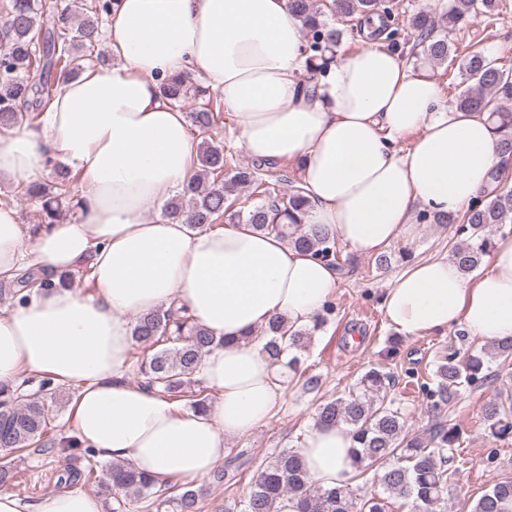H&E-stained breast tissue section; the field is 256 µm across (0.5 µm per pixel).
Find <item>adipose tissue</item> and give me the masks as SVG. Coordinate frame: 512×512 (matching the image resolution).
I'll return each mask as SVG.
<instances>
[{"mask_svg":"<svg viewBox=\"0 0 512 512\" xmlns=\"http://www.w3.org/2000/svg\"><path fill=\"white\" fill-rule=\"evenodd\" d=\"M308 72L303 25L288 0H119L106 28L117 66L62 82L38 123L0 134V178H39L55 157L89 183L72 219L23 225L0 207V278L38 266L48 287L0 309V386L22 375L75 387L68 435L104 461L188 483L224 460L228 439L263 424L286 391L252 334L277 317L312 324L339 283L335 267L248 224L193 228L149 205L186 190L196 144L184 112L157 80L196 73L219 93L258 162L293 161L310 206L303 223L329 228L357 253L414 236L417 214L464 211L502 157L488 113L443 104L437 83L381 39ZM416 139L406 153L396 141ZM89 263L96 291L59 286ZM185 307L221 346L200 374L217 394L195 410L130 381L133 317ZM383 312L407 338L459 324L489 343L512 340V235L497 237L488 269L465 279L448 257L410 263ZM345 427H313L299 453L332 488L354 473ZM0 512H104L78 488L28 509L0 492Z\"/></svg>","mask_w":512,"mask_h":512,"instance_id":"ef3b65f1","label":"adipose tissue"}]
</instances>
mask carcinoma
I'll return each instance as SVG.
<instances>
[{
  "label": "carcinoma",
  "mask_w": 512,
  "mask_h": 512,
  "mask_svg": "<svg viewBox=\"0 0 512 512\" xmlns=\"http://www.w3.org/2000/svg\"><path fill=\"white\" fill-rule=\"evenodd\" d=\"M115 0H72L61 7L55 0H7L0 18V125L11 127L38 120L53 98L59 81L78 74L85 64L100 62L93 56L104 36L102 19L109 16ZM497 0H448L435 12L412 15L409 26L417 33L410 48L414 57L432 63L448 59V34L460 23L481 14L492 13ZM292 13L305 26L315 71L333 59L332 53L343 30L328 22L335 15L371 17L384 21L387 46L404 50L396 20L395 0H290ZM466 84L456 107L463 112H489L497 124L501 155L512 157V71L498 65L483 51H471L460 67ZM40 72L42 81L32 83L27 76ZM161 96L172 106H184L193 99L187 118L201 136L196 148L195 187L189 195H179L165 205L169 215L183 216L188 224L203 228L220 224H250L254 229L286 239L301 252L338 266L336 239L319 224L302 223L310 204L302 188L293 185L283 193L288 181L278 163L243 167L224 146L210 137L224 111L219 96L201 85H192L191 73L158 80ZM51 180L24 184L20 195L40 204V223L53 224L59 208L74 198L81 178L59 163H50ZM421 222L457 225L461 243L453 260L464 274L475 270L492 247L490 231L498 224H512V189L485 193L456 216L421 212ZM50 282L36 267H28L12 280V298L22 303L34 287ZM310 327L286 335V323L274 321L265 327L259 340L262 351L275 364L290 355L286 366L299 374L298 353L306 350L312 336L323 329L333 311L329 304ZM132 341L140 354L135 356L139 382L193 409L208 406V388L198 377L203 356L215 344L207 329L195 323L184 308L174 305L139 316L132 330ZM488 381L483 357L468 355L460 361L448 353L437 365L433 382L418 384L419 392L432 411L442 412L463 386L476 390ZM393 384L381 369L367 371L348 393L318 407L315 424L344 426L352 433L351 450L356 470L377 466L379 482L386 492L405 500L414 512H447L445 489L451 478L449 464L459 441L457 427L445 420L436 422L428 436L411 434L395 400L389 397ZM54 393L51 382H43L39 393L27 394L17 388L8 393L0 387V448L24 453L37 446L57 445L44 441L51 425L49 402ZM483 418L491 436L512 434V412L498 402H488ZM83 458V469L75 476L95 484L112 497V512H205L209 488L172 482L160 483L120 461L102 464L92 450L83 448L74 458ZM295 501L297 512H389L385 499L375 495L355 497L348 487L325 489L315 484L304 467L299 452L282 450L253 477L251 491L241 512H281L282 504ZM512 479L495 481L480 496L471 512H512Z\"/></svg>",
  "instance_id": "carcinoma-1"
}]
</instances>
